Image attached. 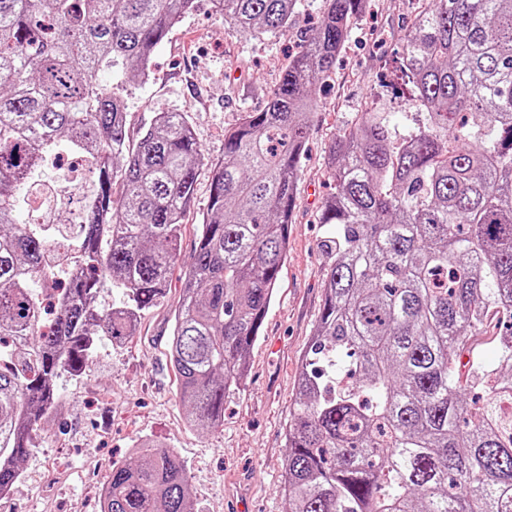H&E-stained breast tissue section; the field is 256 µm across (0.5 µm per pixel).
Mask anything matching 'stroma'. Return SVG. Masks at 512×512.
<instances>
[{"instance_id": "35a3bbf8", "label": "stroma", "mask_w": 512, "mask_h": 512, "mask_svg": "<svg viewBox=\"0 0 512 512\" xmlns=\"http://www.w3.org/2000/svg\"><path fill=\"white\" fill-rule=\"evenodd\" d=\"M418 0H369L344 48L336 74L318 89L319 103L307 137L282 268L262 333L250 351V371L224 405L214 432L186 424L167 354L172 310L180 298L183 269L207 208L211 162L224 156V132L242 114L261 109L265 95L301 49L296 34L247 39L226 23L211 0L195 8L154 53L150 81L105 75L129 105L130 133L157 112H182L209 160L199 169L185 215L180 256L167 296L142 317L121 345L103 342L84 373L62 376V406L21 466V476L0 512H99V498L113 463L135 461L134 446L149 438L184 463L198 512H229L232 497L251 512H284L279 492L287 452L285 428L296 398V374L320 319L328 260L321 250L328 225L318 215L334 190L325 168L330 141L364 100L391 115L394 139L420 116L391 60L417 12Z\"/></svg>"}]
</instances>
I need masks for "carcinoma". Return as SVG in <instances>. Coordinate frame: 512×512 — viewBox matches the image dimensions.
Returning a JSON list of instances; mask_svg holds the SVG:
<instances>
[{
  "label": "carcinoma",
  "mask_w": 512,
  "mask_h": 512,
  "mask_svg": "<svg viewBox=\"0 0 512 512\" xmlns=\"http://www.w3.org/2000/svg\"><path fill=\"white\" fill-rule=\"evenodd\" d=\"M246 37L300 0H212ZM368 0H323L265 105L224 131L172 316L188 425L224 424L287 258L316 89ZM395 62L418 127L364 102L330 143L324 303L286 429V512H512V0H419ZM195 0H0V499L56 416L57 380L122 344L166 293L206 162L182 112L130 140L100 73L141 82ZM85 158L58 196L57 162ZM116 290L112 305L98 297ZM508 323L497 361L477 337ZM468 356L466 363L461 357ZM100 512H195L186 467L145 439Z\"/></svg>",
  "instance_id": "carcinoma-1"
}]
</instances>
